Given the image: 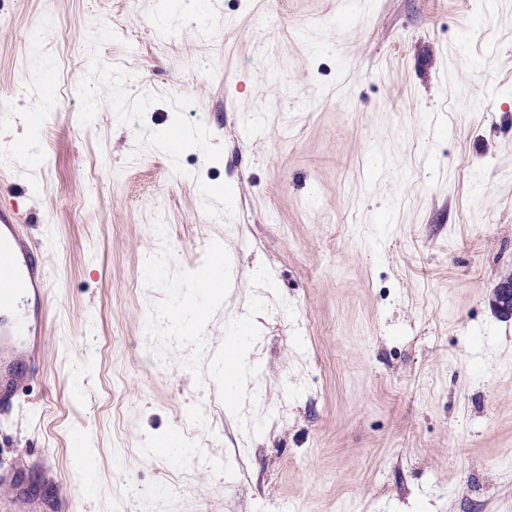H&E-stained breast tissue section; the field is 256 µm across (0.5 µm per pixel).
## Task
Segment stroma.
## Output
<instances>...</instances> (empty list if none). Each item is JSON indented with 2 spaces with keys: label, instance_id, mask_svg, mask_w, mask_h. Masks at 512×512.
I'll list each match as a JSON object with an SVG mask.
<instances>
[{
  "label": "stroma",
  "instance_id": "35a3bbf8",
  "mask_svg": "<svg viewBox=\"0 0 512 512\" xmlns=\"http://www.w3.org/2000/svg\"><path fill=\"white\" fill-rule=\"evenodd\" d=\"M2 206L50 299L0 512H512V0H0ZM214 240L243 425L146 335Z\"/></svg>",
  "mask_w": 512,
  "mask_h": 512
}]
</instances>
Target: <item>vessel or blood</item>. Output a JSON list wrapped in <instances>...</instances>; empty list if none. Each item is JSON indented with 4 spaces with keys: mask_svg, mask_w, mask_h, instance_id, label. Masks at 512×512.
Masks as SVG:
<instances>
[{
    "mask_svg": "<svg viewBox=\"0 0 512 512\" xmlns=\"http://www.w3.org/2000/svg\"><path fill=\"white\" fill-rule=\"evenodd\" d=\"M0 411L9 410L22 380L6 354L14 343L19 320L17 312L26 296H33L35 313H42L47 301L45 264L39 248L21 232L15 213L0 210Z\"/></svg>",
    "mask_w": 512,
    "mask_h": 512,
    "instance_id": "1",
    "label": "vessel or blood"
}]
</instances>
